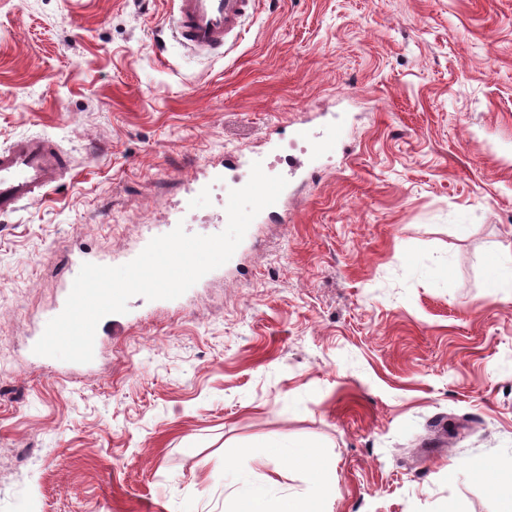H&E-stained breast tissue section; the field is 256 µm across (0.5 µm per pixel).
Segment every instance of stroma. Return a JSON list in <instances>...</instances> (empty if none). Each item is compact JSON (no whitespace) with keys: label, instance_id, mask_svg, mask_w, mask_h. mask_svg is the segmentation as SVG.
I'll return each instance as SVG.
<instances>
[{"label":"stroma","instance_id":"1","mask_svg":"<svg viewBox=\"0 0 512 512\" xmlns=\"http://www.w3.org/2000/svg\"><path fill=\"white\" fill-rule=\"evenodd\" d=\"M174 0H0V149L72 157L0 216V512H496L512 479V0H258L200 56ZM288 181L223 269L99 323L84 365L33 351L70 270L149 233L224 230V156ZM470 468L449 471L451 459ZM492 269L494 274L492 288H496L493 292L494 298L497 299L500 294H506L511 300L512 266H505L495 259L492 261ZM294 459L297 464L309 469L317 483L318 492L313 497L286 498L270 512H326L322 505L336 498V474L326 462L325 455L306 445H296Z\"/></svg>","mask_w":512,"mask_h":512}]
</instances>
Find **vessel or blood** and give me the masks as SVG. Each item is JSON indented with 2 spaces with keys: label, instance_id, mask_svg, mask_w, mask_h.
<instances>
[{
  "label": "vessel or blood",
  "instance_id": "obj_1",
  "mask_svg": "<svg viewBox=\"0 0 512 512\" xmlns=\"http://www.w3.org/2000/svg\"><path fill=\"white\" fill-rule=\"evenodd\" d=\"M174 32L184 45L201 54L223 51L241 33L256 0H176ZM72 166L70 157L51 140L33 137L0 150V213L47 195Z\"/></svg>",
  "mask_w": 512,
  "mask_h": 512
}]
</instances>
